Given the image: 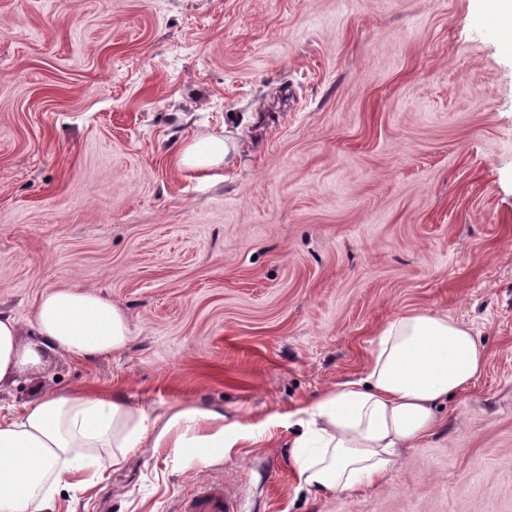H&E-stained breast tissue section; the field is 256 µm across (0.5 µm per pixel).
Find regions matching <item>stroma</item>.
Wrapping results in <instances>:
<instances>
[{"mask_svg": "<svg viewBox=\"0 0 512 512\" xmlns=\"http://www.w3.org/2000/svg\"><path fill=\"white\" fill-rule=\"evenodd\" d=\"M480 0H0V310L92 290L131 340L37 384L218 408L204 461L137 448L55 512H512V46ZM237 150L201 174L178 149ZM445 312L483 375L384 480L299 490L296 411L361 375L405 312ZM232 152H235L234 143L223 137L207 136L195 139L180 149L175 162L181 169L203 172L228 162ZM241 501L235 487L228 481L204 480L183 495L175 512H240Z\"/></svg>", "mask_w": 512, "mask_h": 512, "instance_id": "35a3bbf8", "label": "stroma"}]
</instances>
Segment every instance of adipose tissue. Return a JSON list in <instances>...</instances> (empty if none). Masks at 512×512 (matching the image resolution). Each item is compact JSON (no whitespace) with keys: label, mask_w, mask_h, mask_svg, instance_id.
Masks as SVG:
<instances>
[{"label":"adipose tissue","mask_w":512,"mask_h":512,"mask_svg":"<svg viewBox=\"0 0 512 512\" xmlns=\"http://www.w3.org/2000/svg\"><path fill=\"white\" fill-rule=\"evenodd\" d=\"M235 146L207 136L175 162L202 172L228 161ZM35 342H19L16 318L0 312V384L35 378L46 355L93 361L122 349L127 319L111 300L67 288L42 297ZM486 351L472 330L445 313L413 311L379 333L364 374L325 391L296 413L293 464L299 485L325 497L381 481L397 451L438 425L437 409L474 384ZM206 460L232 447L217 409L178 408L154 415L119 396L74 390L41 393L0 417V512H48L77 474L104 479L143 444Z\"/></svg>","instance_id":"ef3b65f1"}]
</instances>
